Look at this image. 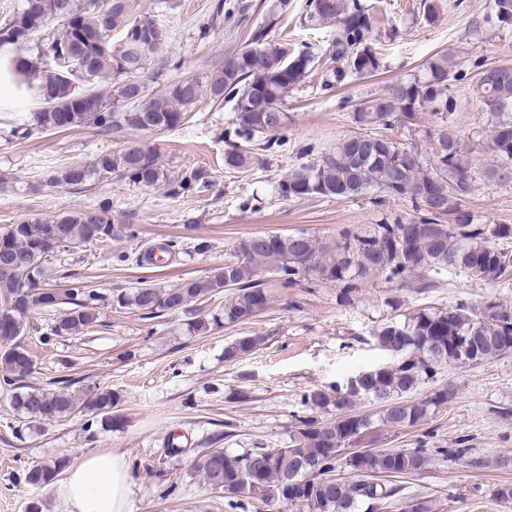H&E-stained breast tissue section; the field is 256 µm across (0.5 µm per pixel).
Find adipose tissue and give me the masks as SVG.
<instances>
[{
  "label": "adipose tissue",
  "mask_w": 512,
  "mask_h": 512,
  "mask_svg": "<svg viewBox=\"0 0 512 512\" xmlns=\"http://www.w3.org/2000/svg\"><path fill=\"white\" fill-rule=\"evenodd\" d=\"M132 486L124 456L95 453L68 469L56 493L66 512H129Z\"/></svg>",
  "instance_id": "1"
}]
</instances>
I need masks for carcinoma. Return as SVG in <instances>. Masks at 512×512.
Here are the masks:
<instances>
[{
    "instance_id": "carcinoma-1",
    "label": "carcinoma",
    "mask_w": 512,
    "mask_h": 512,
    "mask_svg": "<svg viewBox=\"0 0 512 512\" xmlns=\"http://www.w3.org/2000/svg\"><path fill=\"white\" fill-rule=\"evenodd\" d=\"M93 2L24 0L11 23L0 29L1 48L32 43L35 56L49 59L37 72L36 83L27 84L43 107L20 135L90 125L109 132L162 133L182 125L199 101L227 99L234 102L235 119L224 130L229 146L224 166L242 171L263 162L269 153L288 149V97L317 68H322L321 90L329 93L383 67L373 5L365 0H308L309 19L332 28L324 59L292 50L288 43L269 38L266 27L260 26L248 46L224 56L220 68L199 79L171 83L162 95L148 97V111L140 112L127 82L129 72L138 71L157 83L171 70L169 61L158 56L154 37L159 25L144 16L133 17L136 0H120L122 5L112 11L111 29L120 32L121 39L102 44L99 10ZM51 19L58 22L53 35L45 42H34V35ZM487 22L512 26V0H493ZM33 57L13 58L14 74L31 73ZM152 60L156 67L150 70L147 64ZM473 68L480 75L486 71L484 64L464 56L434 55L420 75L355 107L358 132L331 146L316 142L295 146L297 163L276 184L278 194L288 200L367 196L379 210L405 200L413 217L391 220L385 216L377 224L346 226L330 238L305 231L257 233L235 245L237 259L204 277L186 279L168 289L142 286L112 296V302L151 320L166 312L189 313L194 304L222 293L220 310L186 322L188 331L205 334L262 313L271 303L273 289L288 290L304 282L311 287L333 286L339 299L348 302L372 277L417 293L437 287L432 274L443 271L460 272L485 284L512 279V224H474L462 210L479 183H512V66L497 65L492 79L477 81L482 110L490 120L486 149L491 161L487 164L448 122L456 109L450 87L468 79ZM64 70L76 73L86 85L101 78L113 80L114 99L129 108L119 110L90 89L77 91L63 76ZM420 112L440 117V123L427 132L428 146L423 151L391 134L398 123L410 124ZM101 172L145 188L162 187L172 197L196 193L209 182L201 169L169 175L157 147L130 140L116 153L97 155L90 165L63 167L46 185L80 190L99 180ZM95 212L102 215L99 242L140 237L138 225L116 222L107 203L92 211L8 224L0 228V248L12 255L25 253L43 239L48 224L51 244L57 246L49 256L56 258L83 244ZM453 212L452 224L448 215ZM55 277L57 273L43 261L32 274L24 275L0 258V311L18 298L6 316L15 336L25 334L32 315L39 311L59 312L42 332L46 344L98 326V305L103 301L98 288L69 273L62 275L69 288L60 292L48 283ZM373 336L391 362L363 372L352 386L336 383L304 393V410L295 416L287 447L251 448L242 454L213 448L194 458L193 469L212 488L224 492L229 508L247 512L250 500L272 491L299 512H379L380 504L401 491L387 478L421 472L431 449L421 441L413 448H383L364 460L342 450L379 424L412 427L428 421L448 403L449 387L420 398L414 393L435 381L445 367L475 365L511 353L512 307L490 301L482 306L459 302L448 308H417L400 320L380 324ZM264 343L263 336L239 337L224 349V358L249 356ZM32 372V359L21 342L12 351L0 353V385L10 392L19 417L55 422L87 413L102 426H112V409L120 402L112 389L47 391L28 384ZM376 397L380 402L375 411H358L363 401ZM68 464L66 457L35 464L26 472L25 482L47 486ZM341 472L350 476L335 477ZM377 474L386 479H376Z\"/></svg>"
}]
</instances>
